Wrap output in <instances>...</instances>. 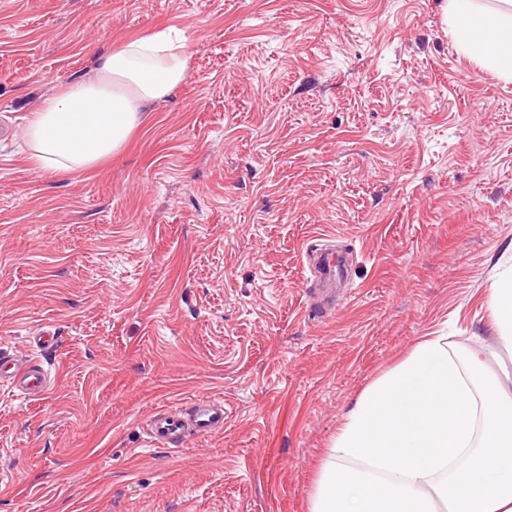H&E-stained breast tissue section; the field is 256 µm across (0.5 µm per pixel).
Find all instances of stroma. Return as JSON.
Returning <instances> with one entry per match:
<instances>
[{"label":"stroma","mask_w":512,"mask_h":512,"mask_svg":"<svg viewBox=\"0 0 512 512\" xmlns=\"http://www.w3.org/2000/svg\"><path fill=\"white\" fill-rule=\"evenodd\" d=\"M444 0H0V512H310L336 430L421 337L490 345L512 262V81ZM174 27L188 67L101 166L36 172L25 119ZM349 265L309 312V248ZM213 396L224 429L152 443ZM27 363H15L9 353L0 348V385L11 386L17 395L24 398L39 395L48 374L37 360H28Z\"/></svg>","instance_id":"stroma-1"}]
</instances>
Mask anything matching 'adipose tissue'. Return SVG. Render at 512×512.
Wrapping results in <instances>:
<instances>
[{
	"mask_svg": "<svg viewBox=\"0 0 512 512\" xmlns=\"http://www.w3.org/2000/svg\"><path fill=\"white\" fill-rule=\"evenodd\" d=\"M459 47L512 78V0H447ZM176 29L106 50L27 119L37 171L76 172L111 158L146 108L184 80ZM497 349L512 354V271L490 292ZM424 337L346 413L311 512H512V366L486 373V349L455 358Z\"/></svg>",
	"mask_w": 512,
	"mask_h": 512,
	"instance_id": "1",
	"label": "adipose tissue"
}]
</instances>
